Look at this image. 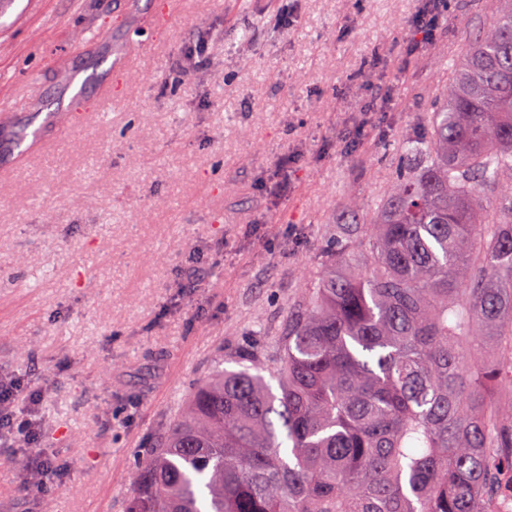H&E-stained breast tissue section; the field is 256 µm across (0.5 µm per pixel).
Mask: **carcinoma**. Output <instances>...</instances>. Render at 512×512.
Here are the masks:
<instances>
[{
	"mask_svg": "<svg viewBox=\"0 0 512 512\" xmlns=\"http://www.w3.org/2000/svg\"><path fill=\"white\" fill-rule=\"evenodd\" d=\"M488 5L419 161L284 336L196 389L130 512H485L512 469V0Z\"/></svg>",
	"mask_w": 512,
	"mask_h": 512,
	"instance_id": "carcinoma-1",
	"label": "carcinoma"
}]
</instances>
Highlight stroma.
<instances>
[{
    "instance_id": "stroma-1",
    "label": "stroma",
    "mask_w": 512,
    "mask_h": 512,
    "mask_svg": "<svg viewBox=\"0 0 512 512\" xmlns=\"http://www.w3.org/2000/svg\"><path fill=\"white\" fill-rule=\"evenodd\" d=\"M12 0L0 13V372L42 391L61 478L0 447V512H128L135 478L194 387L284 334L348 216L374 210L426 138L462 31L447 0ZM287 23H279L280 15ZM136 41L132 68L109 69ZM203 41L204 59L188 54ZM93 83L71 95L72 76ZM69 119L17 156L46 113ZM207 274L182 292L177 272ZM429 2L431 7L423 6L413 21L408 37L409 45L413 48L433 41L438 28L444 0H429Z\"/></svg>"
}]
</instances>
